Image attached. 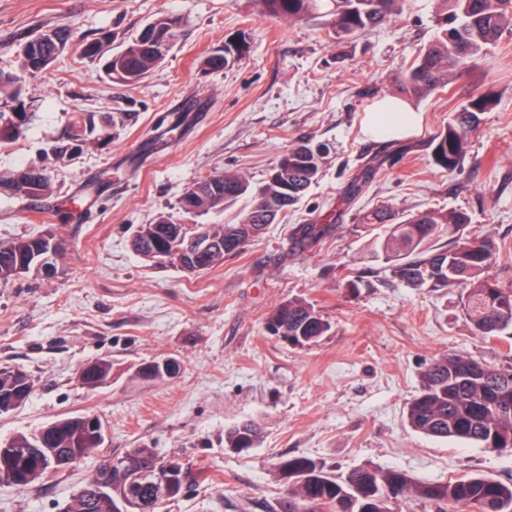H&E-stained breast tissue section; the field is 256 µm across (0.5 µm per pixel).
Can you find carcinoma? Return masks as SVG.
<instances>
[{
	"label": "carcinoma",
	"instance_id": "1",
	"mask_svg": "<svg viewBox=\"0 0 512 512\" xmlns=\"http://www.w3.org/2000/svg\"><path fill=\"white\" fill-rule=\"evenodd\" d=\"M262 12L290 21L317 20L329 37L338 42L351 41L387 23L403 11L405 0H256ZM441 27L434 38L419 49L410 67L402 75V93L411 99L428 96L462 75L487 48L506 31L512 33V0H437ZM150 33L136 34L124 49L108 58L104 65L111 80L138 83L162 63L173 46L181 26L175 15L163 14L150 23ZM63 45L56 32L46 31L29 39L23 48L30 72L42 71L56 60L55 49ZM246 39L229 41L206 58L209 70H219L231 61L247 57ZM14 78L0 75V143L17 139L22 127L13 115L26 111ZM496 104L493 94H478L453 114L448 125L433 135L428 146L436 166L453 172L463 163L469 136L481 122V116ZM112 120L102 121L94 112H74L63 135L53 147L59 158L69 156L70 141L84 138V145L110 138ZM327 146L301 139L288 148V165L277 163L258 198L238 224H212L221 238L217 252L196 258V272H205L236 256L243 246L260 236L277 215L298 204L321 172ZM19 198H36L49 188L42 170L29 168L24 183L11 178L0 180ZM249 191L248 182L237 174L226 173L216 182L207 177L189 189L186 214L209 211L236 201ZM363 224H387L382 239L373 240L374 255L399 280L419 287L439 290L460 286L465 291L463 309L483 336L497 337L512 329V289L504 288L490 274L498 251L489 236L471 239L465 236L469 215L461 210L428 211L402 215L381 206L361 217ZM199 227L189 229L173 224L165 216L153 224H142L131 245L139 255L156 259L155 245H162L176 265V255L188 244ZM327 226L304 224L295 238V247L303 250L314 244ZM448 236V248L436 251L431 240ZM57 271L65 258L64 241L51 228L35 237L0 240V285L25 275L37 262ZM293 347L305 348L318 342L329 324L304 300H288L267 317L265 328ZM87 370L78 381L88 390L109 382L112 361L102 357L86 363ZM138 374L146 379L171 377L160 365L143 363ZM33 379L19 368L0 367V403L22 406L30 397ZM90 413L59 418L36 433H20L8 441L12 462L0 461V485L25 487L45 476L39 469L47 455L57 457L63 468L85 459L102 447L104 441L88 425ZM407 421L412 430L427 437L472 444L484 449L499 448L512 440V365L491 368L466 354H453L433 361L424 371L417 394L409 402ZM261 425L255 420L242 421L224 432V446L239 451L257 446ZM126 468L154 477L157 468L175 471L177 485L171 498L184 488L187 472L182 464L170 459L158 461L153 449L132 448L114 462V470L97 467L95 473L73 496L65 512H111L109 505L95 497V486L102 480L119 482V469ZM279 477L288 482V493L280 502V512H393L398 498L414 497L447 512L446 506L473 509L475 512H512V483L474 474L448 481H414L398 469L365 466L337 474L325 463L308 456H294L281 461Z\"/></svg>",
	"mask_w": 512,
	"mask_h": 512
}]
</instances>
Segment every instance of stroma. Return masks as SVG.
I'll use <instances>...</instances> for the list:
<instances>
[{"label": "stroma", "instance_id": "stroma-1", "mask_svg": "<svg viewBox=\"0 0 512 512\" xmlns=\"http://www.w3.org/2000/svg\"><path fill=\"white\" fill-rule=\"evenodd\" d=\"M182 18L173 48L142 82L108 80L85 42L121 51L158 14ZM434 0H408L403 14L348 43L318 22L260 13L254 0H0V71L19 76L32 115L23 136L0 144V179L44 168L50 194L20 199L0 191V240L56 227L66 257L56 273L0 285V367L29 373L25 405L0 415V439L32 433L73 413L99 416L97 457L24 488L0 485V512H63L98 457L146 445L179 460L190 479L163 512H276L287 486L277 464L293 455L336 472L373 465L417 481L480 472L512 480V453L474 448L413 431L407 404L435 358L465 353L491 367L512 361V339L486 338L465 314L462 291L414 288L371 255L374 234L357 221L378 205L404 214L462 209L469 237L492 235L501 249L491 272L512 288V34L449 87L414 102L419 132L378 139L363 129L373 103L399 96L398 80L437 32ZM56 31L64 49L47 70L21 72L33 35ZM246 37L245 60L208 71L204 59ZM493 111L471 133L461 167L432 162L427 142L480 93ZM74 112L111 117L112 140L60 159L51 147ZM326 145L318 182L265 234L222 266L189 274L138 255L140 224L239 222L289 146ZM379 166L355 199L351 180ZM235 173L251 192L235 203L186 214L184 193L210 174ZM327 225L295 251L301 225ZM311 303L329 331L293 348L265 330L289 299ZM112 361L109 383L77 380L84 363ZM175 359L162 381L139 364ZM248 419L260 443L237 451L224 432Z\"/></svg>", "mask_w": 512, "mask_h": 512}]
</instances>
